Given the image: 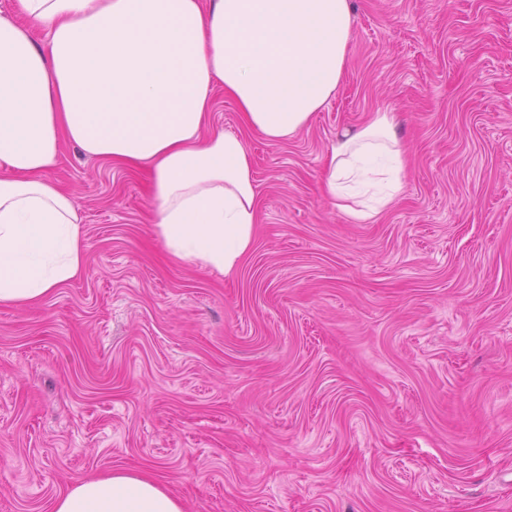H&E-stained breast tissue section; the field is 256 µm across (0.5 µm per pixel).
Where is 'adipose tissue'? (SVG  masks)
I'll use <instances>...</instances> for the list:
<instances>
[{
  "instance_id": "adipose-tissue-1",
  "label": "adipose tissue",
  "mask_w": 512,
  "mask_h": 512,
  "mask_svg": "<svg viewBox=\"0 0 512 512\" xmlns=\"http://www.w3.org/2000/svg\"><path fill=\"white\" fill-rule=\"evenodd\" d=\"M0 14V304L35 306L85 269L75 196L49 179L63 141L149 167L153 230L176 262L227 274L257 222L251 156L209 131L221 84L243 124L288 140L336 91L350 0H16ZM47 32L38 46L32 32ZM325 194L367 220L405 171L393 113L338 136ZM52 512H184L153 476L115 468L73 483Z\"/></svg>"
}]
</instances>
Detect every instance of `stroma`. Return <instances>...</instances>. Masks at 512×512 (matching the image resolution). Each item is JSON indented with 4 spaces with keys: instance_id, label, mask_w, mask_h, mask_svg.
<instances>
[{
    "instance_id": "stroma-1",
    "label": "stroma",
    "mask_w": 512,
    "mask_h": 512,
    "mask_svg": "<svg viewBox=\"0 0 512 512\" xmlns=\"http://www.w3.org/2000/svg\"><path fill=\"white\" fill-rule=\"evenodd\" d=\"M341 83L271 143L242 136L253 245L169 259L147 170L64 144L81 278L0 305V512L147 472L185 512H512V0H352ZM395 113L398 197L325 199L337 133Z\"/></svg>"
}]
</instances>
